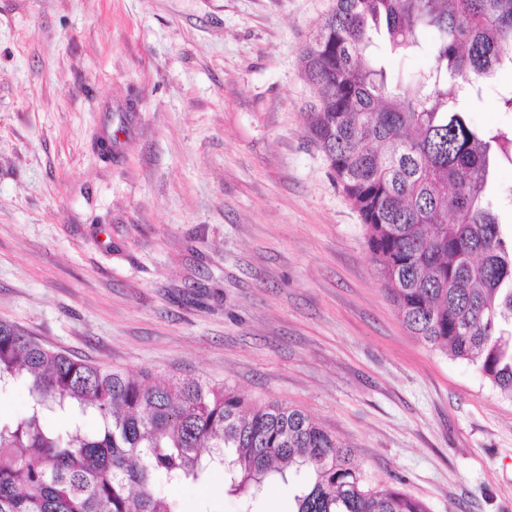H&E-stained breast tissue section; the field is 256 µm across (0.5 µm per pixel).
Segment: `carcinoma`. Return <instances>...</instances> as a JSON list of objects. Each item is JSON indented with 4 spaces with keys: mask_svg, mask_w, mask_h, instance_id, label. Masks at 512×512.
Returning a JSON list of instances; mask_svg holds the SVG:
<instances>
[{
    "mask_svg": "<svg viewBox=\"0 0 512 512\" xmlns=\"http://www.w3.org/2000/svg\"><path fill=\"white\" fill-rule=\"evenodd\" d=\"M418 56L425 66L390 77ZM506 67L512 0H333L302 50L317 94L307 133L358 212L403 324L512 395V234L492 201L512 130L481 129L461 107ZM18 382L29 401L0 423V512H180L157 486L199 484L215 467L250 504L293 464L310 479L288 512H428L395 487L366 486L353 450L298 409L201 379H139L0 321V388Z\"/></svg>",
    "mask_w": 512,
    "mask_h": 512,
    "instance_id": "carcinoma-1",
    "label": "carcinoma"
}]
</instances>
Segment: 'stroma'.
I'll use <instances>...</instances> for the list:
<instances>
[{
  "mask_svg": "<svg viewBox=\"0 0 512 512\" xmlns=\"http://www.w3.org/2000/svg\"><path fill=\"white\" fill-rule=\"evenodd\" d=\"M331 4L0 0V321L298 408L429 512H512V398L404 327L306 133ZM510 83L477 125L512 127ZM163 491L241 512L219 469Z\"/></svg>",
  "mask_w": 512,
  "mask_h": 512,
  "instance_id": "obj_1",
  "label": "stroma"
}]
</instances>
